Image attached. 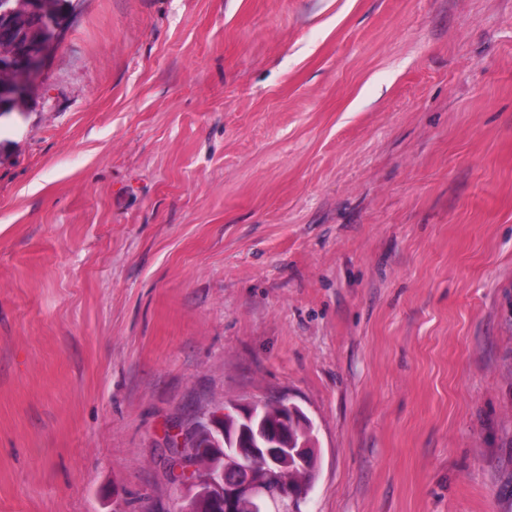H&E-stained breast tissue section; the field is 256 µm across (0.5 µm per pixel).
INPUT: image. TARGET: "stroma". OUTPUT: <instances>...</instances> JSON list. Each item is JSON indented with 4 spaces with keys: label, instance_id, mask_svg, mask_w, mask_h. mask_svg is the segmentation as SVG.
Here are the masks:
<instances>
[{
    "label": "stroma",
    "instance_id": "stroma-1",
    "mask_svg": "<svg viewBox=\"0 0 512 512\" xmlns=\"http://www.w3.org/2000/svg\"><path fill=\"white\" fill-rule=\"evenodd\" d=\"M281 399L304 512H512V0H70L0 116V512ZM57 21L51 17H45L44 25V41L38 45L30 47L26 51L25 64L15 71V79L13 83L5 89L12 92L9 94L12 98L27 96L34 88L36 74L41 68L44 60L53 45L57 32L59 30ZM5 89L1 90L0 84V113H1V96H4Z\"/></svg>",
    "mask_w": 512,
    "mask_h": 512
}]
</instances>
